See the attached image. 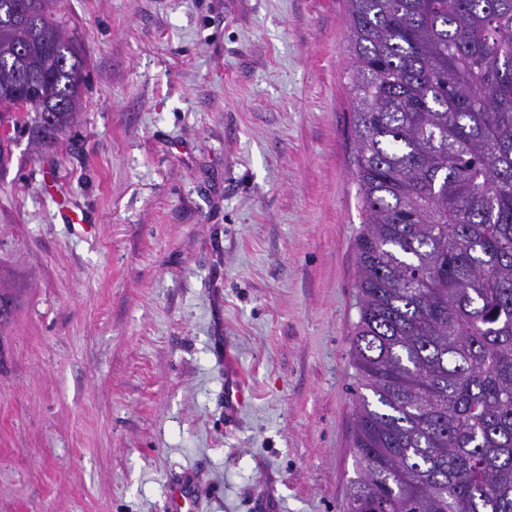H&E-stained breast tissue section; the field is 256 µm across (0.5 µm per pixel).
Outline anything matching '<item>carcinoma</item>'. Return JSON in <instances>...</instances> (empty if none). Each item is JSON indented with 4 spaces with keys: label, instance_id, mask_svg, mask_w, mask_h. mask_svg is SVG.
Segmentation results:
<instances>
[{
    "label": "carcinoma",
    "instance_id": "obj_1",
    "mask_svg": "<svg viewBox=\"0 0 512 512\" xmlns=\"http://www.w3.org/2000/svg\"><path fill=\"white\" fill-rule=\"evenodd\" d=\"M364 214L347 512H512V0H345ZM61 0H0V169L75 118Z\"/></svg>",
    "mask_w": 512,
    "mask_h": 512
}]
</instances>
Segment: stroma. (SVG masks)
Listing matches in <instances>:
<instances>
[{
    "label": "stroma",
    "mask_w": 512,
    "mask_h": 512,
    "mask_svg": "<svg viewBox=\"0 0 512 512\" xmlns=\"http://www.w3.org/2000/svg\"><path fill=\"white\" fill-rule=\"evenodd\" d=\"M61 12L75 121L0 170V512H170L182 485L193 512H346L364 216L344 0Z\"/></svg>",
    "instance_id": "35a3bbf8"
}]
</instances>
